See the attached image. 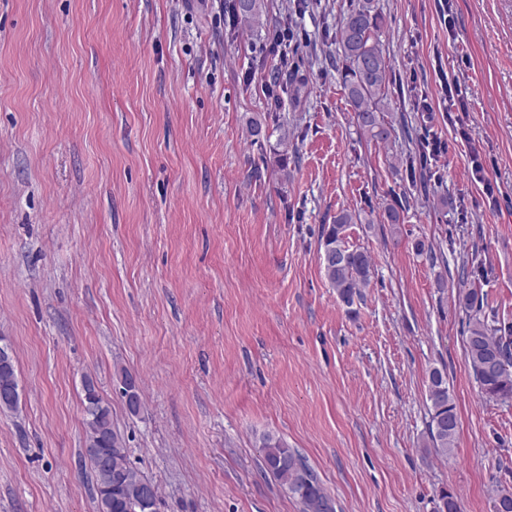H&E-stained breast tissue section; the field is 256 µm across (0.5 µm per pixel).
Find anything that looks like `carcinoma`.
Wrapping results in <instances>:
<instances>
[{"instance_id":"cac0c4a2","label":"carcinoma","mask_w":512,"mask_h":512,"mask_svg":"<svg viewBox=\"0 0 512 512\" xmlns=\"http://www.w3.org/2000/svg\"><path fill=\"white\" fill-rule=\"evenodd\" d=\"M234 24L244 29L267 22L265 0H232L229 5ZM382 18L373 0H362L348 13L340 31L343 85L357 126L370 138L385 142L393 130L386 120L392 111L388 91V64L380 46ZM288 136L270 146L273 161L281 171L288 169ZM360 220L356 214L342 210L333 222L322 225L320 267L339 300L352 311L360 289L372 276L373 265L367 250L348 243L347 228ZM458 303L468 317L465 350L470 370L481 396L487 401L512 400V324L484 310V297L469 289L458 292ZM122 394L126 404H135L141 411L142 401L136 378L122 375ZM18 388L15 361L0 365V390ZM82 405L86 441L84 455L95 475L98 512H159L160 496L154 495L145 504L139 485L149 479L132 466L128 448L112 426V411L94 388L93 378L82 379ZM429 420L426 421L424 450L441 459H448L455 447L458 418L448 383L442 372H430L428 384ZM264 462L282 487L295 498L302 512H336L315 471L294 449L273 436L263 439ZM435 512H460L456 494L449 489L439 491Z\"/></svg>"}]
</instances>
